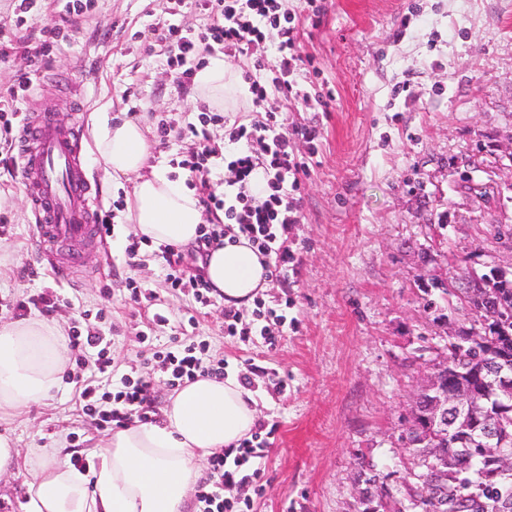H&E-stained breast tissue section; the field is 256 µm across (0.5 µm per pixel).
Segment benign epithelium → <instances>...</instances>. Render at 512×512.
<instances>
[{
	"mask_svg": "<svg viewBox=\"0 0 512 512\" xmlns=\"http://www.w3.org/2000/svg\"><path fill=\"white\" fill-rule=\"evenodd\" d=\"M485 303L501 313L503 321L512 314V307L494 293L485 296ZM476 378L488 395L511 399L512 357L502 349L490 350L489 360L482 364ZM413 401L414 408L401 439L409 455L430 458L437 452L430 439L438 432L464 438L472 433L480 439L483 455L496 462L498 472L508 473L506 463L512 461V444L508 443L507 426L512 422V407H497L494 412L479 416L471 404L470 392L461 385L460 378L451 374L446 386L439 381V375L429 376Z\"/></svg>",
	"mask_w": 512,
	"mask_h": 512,
	"instance_id": "obj_1",
	"label": "benign epithelium"
}]
</instances>
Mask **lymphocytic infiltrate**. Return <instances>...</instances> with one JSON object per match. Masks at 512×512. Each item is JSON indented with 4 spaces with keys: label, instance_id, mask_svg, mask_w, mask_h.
Masks as SVG:
<instances>
[{
    "label": "lymphocytic infiltrate",
    "instance_id": "f902f5d3",
    "mask_svg": "<svg viewBox=\"0 0 512 512\" xmlns=\"http://www.w3.org/2000/svg\"><path fill=\"white\" fill-rule=\"evenodd\" d=\"M194 2L207 18L201 31L182 26L177 17L187 2ZM170 19L159 36L167 65L182 91L194 85L196 72L215 53L252 60L245 71L251 105L260 120L248 123L229 121L220 112H202L197 122L179 125L160 123V140L191 135L194 150L183 155L178 165L189 177L199 205L208 215L200 225L190 247L166 245L161 249L163 272L169 288L191 295L202 306H210L212 288L206 276L210 252L227 244L247 239L259 254L267 258L271 275L287 283L289 273L299 262L289 244L293 228L301 223L299 196L311 160L318 155L320 137L317 127H303L299 133L310 145L308 157L302 158L294 148L279 112L270 106L272 96L300 95L310 110L324 107L322 97L300 92L297 76L307 59L301 51L300 28L294 13L284 7V0H170ZM275 40L274 57H257V50L267 40ZM224 126L227 148H220L210 132L211 126ZM223 157L229 178L217 174L216 157ZM263 178L265 193L255 197L252 185ZM250 320L240 312L224 308V336L231 343L246 344L261 337L268 349H275L288 321L285 309L266 305L255 299ZM69 350L77 366H84L86 353L96 355L94 371L100 384H85L80 390L82 412L99 426L124 428L134 421H148L154 411L155 373L166 377L170 389L195 382L198 378L220 380L224 377L223 361L211 360L206 341L196 336L173 338L169 347H148L145 365L152 371L136 377L112 376V356L99 333H82L78 327L68 329ZM264 422H256L249 437L238 445L210 453L208 471L196 490V512H251L250 488L260 480L269 443L263 432Z\"/></svg>",
    "mask_w": 512,
    "mask_h": 512
}]
</instances>
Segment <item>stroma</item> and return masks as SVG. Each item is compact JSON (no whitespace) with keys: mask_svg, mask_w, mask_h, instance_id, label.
Here are the masks:
<instances>
[{"mask_svg":"<svg viewBox=\"0 0 512 512\" xmlns=\"http://www.w3.org/2000/svg\"><path fill=\"white\" fill-rule=\"evenodd\" d=\"M93 2L69 22L49 60L33 65L27 34L15 25L17 0H0V34L16 45L0 60V108L42 112L67 126L77 118L73 104L81 103L83 154L108 208L127 200L132 183L105 178L91 135L97 113L142 126L150 165L182 181L176 162L193 138L163 145L156 127L195 121L204 105L177 89L157 43L166 0ZM286 5L301 16L302 50L316 67L297 81L332 97L325 112L292 98L271 101L288 127H321L295 230L298 271L288 288L276 283L261 293L266 300L287 296L298 329L287 330L273 350L259 338L227 343L223 299L204 307L167 288L152 246L127 265L132 230L121 211L111 236L79 250L58 279L14 172L1 167L0 319H17V302L54 292L62 305L53 322L100 329L123 375L143 368L138 332L151 331L163 348L195 318L194 335L227 360L230 374L245 358L266 370L253 397L274 433L254 512H365L360 474L375 477L373 493L385 488L406 497L418 466L399 437L412 394L451 328L468 323L444 293L436 295L438 308H427V290L485 271L512 252V241L489 233L490 225H512V0H324L317 27L305 0ZM25 71L31 86L10 98ZM131 278L153 301L128 299ZM157 312L168 324L153 326ZM280 381L288 385L282 395L273 391ZM78 393L61 377L47 399L1 420L0 434L26 452L58 448L65 461L76 452L92 457L106 431L83 414Z\"/></svg>","mask_w":512,"mask_h":512,"instance_id":"1","label":"stroma"}]
</instances>
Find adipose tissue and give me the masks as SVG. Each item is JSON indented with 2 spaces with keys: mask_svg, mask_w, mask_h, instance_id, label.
<instances>
[{
  "mask_svg": "<svg viewBox=\"0 0 512 512\" xmlns=\"http://www.w3.org/2000/svg\"><path fill=\"white\" fill-rule=\"evenodd\" d=\"M194 84L218 108L247 93L220 53L197 71ZM92 137L107 177L135 179L127 215L135 235L156 248L193 242L204 222L195 193L170 180L166 168L148 166L142 128L105 114L94 123ZM206 273L225 304L238 308L269 286L262 256L244 239L212 251ZM64 342L54 322L0 324V419L50 395L66 365ZM257 417L251 393L236 378H200L179 390L161 422L135 423L104 439L84 472L58 462L53 448L25 459L17 442L0 434V474L28 465L25 512H182L199 479V461L246 437Z\"/></svg>",
  "mask_w": 512,
  "mask_h": 512,
  "instance_id": "1",
  "label": "adipose tissue"
}]
</instances>
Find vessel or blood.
<instances>
[{
    "label": "vessel or blood",
    "instance_id": "b4317fda",
    "mask_svg": "<svg viewBox=\"0 0 512 512\" xmlns=\"http://www.w3.org/2000/svg\"><path fill=\"white\" fill-rule=\"evenodd\" d=\"M82 126L26 117L18 136L20 180L43 243L89 244L98 236L100 195L82 154Z\"/></svg>",
    "mask_w": 512,
    "mask_h": 512
}]
</instances>
